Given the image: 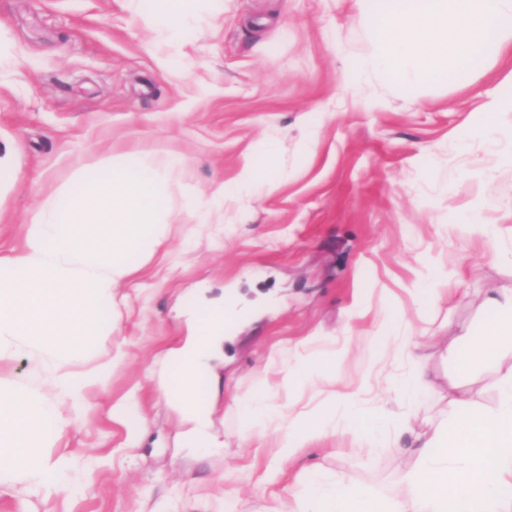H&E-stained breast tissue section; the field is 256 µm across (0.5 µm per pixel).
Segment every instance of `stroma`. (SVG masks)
<instances>
[{"label": "stroma", "mask_w": 512, "mask_h": 512, "mask_svg": "<svg viewBox=\"0 0 512 512\" xmlns=\"http://www.w3.org/2000/svg\"><path fill=\"white\" fill-rule=\"evenodd\" d=\"M199 21L175 48L147 0H0V256L10 254L43 203L68 188L77 166L137 149L189 165L172 181L163 244L134 256L114 290L106 334L79 371L122 350L105 388L90 389L88 420L64 426L44 455L67 460L59 491L0 489V512H267L312 469L377 495L399 492L417 445L402 431L382 448L326 434L279 465L280 434L237 406L259 386L278 410L312 394L286 380L281 353L355 323L337 389L368 380L372 430L400 412L389 389L402 351L478 321L477 304L416 300L426 266L476 295L512 289L496 258L512 238V153L484 132L485 103L512 95V54L490 53L464 75L415 92L372 73L346 83L371 39L355 0H198ZM274 144L271 185L226 199L223 216L196 224L189 199L234 182L245 157ZM487 223L495 235L475 232ZM230 293L244 310L220 368L219 447H179L178 412L156 393L148 366L186 333L197 294ZM399 324L379 361L363 354L383 312ZM137 396L146 417L138 446L115 407ZM238 471L242 479L225 480Z\"/></svg>", "instance_id": "1"}]
</instances>
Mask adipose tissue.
<instances>
[{"mask_svg": "<svg viewBox=\"0 0 512 512\" xmlns=\"http://www.w3.org/2000/svg\"><path fill=\"white\" fill-rule=\"evenodd\" d=\"M276 160L274 151L263 159L245 158L236 184L222 186L210 202L191 204L197 217L223 205L226 195L264 183ZM485 318L466 327L454 347L444 348L458 373L479 379L491 373L497 394L494 406H476L471 392L452 397L446 422L433 424L418 438L410 464L402 474L403 495L380 499L352 481L327 484L321 472H312L294 495V512H512V290L493 291L482 301ZM239 315L232 298L204 301L201 313L187 323V334L154 362L152 375L158 392L176 408L181 418L184 446L212 448L220 377L217 368L224 358V327ZM302 355L286 359V377L315 374L312 383L322 404L286 411H271L266 388H258L245 405L259 425L276 424L284 429L279 460L292 461L298 450L310 447L330 430L352 434L361 448L381 447L392 425L377 430L357 427L364 413L367 385L339 392L329 371L315 373L316 352L302 343ZM209 378L208 401L198 398V383Z\"/></svg>", "mask_w": 512, "mask_h": 512, "instance_id": "1", "label": "adipose tissue"}]
</instances>
